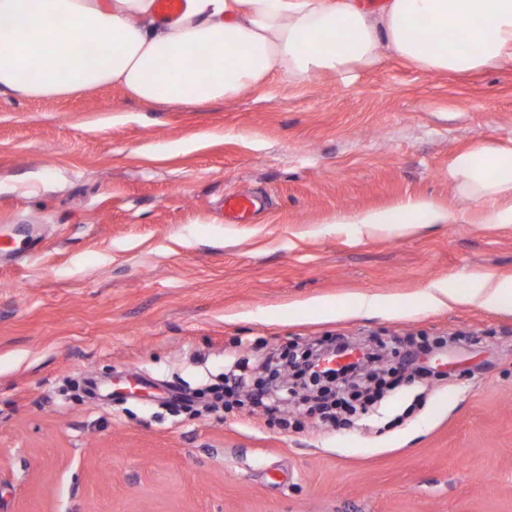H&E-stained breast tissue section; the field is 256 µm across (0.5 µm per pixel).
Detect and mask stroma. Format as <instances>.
<instances>
[{"label":"stroma","mask_w":512,"mask_h":512,"mask_svg":"<svg viewBox=\"0 0 512 512\" xmlns=\"http://www.w3.org/2000/svg\"><path fill=\"white\" fill-rule=\"evenodd\" d=\"M512 141V67L397 59L350 84L156 106L101 86L0 95V512H512V312L432 308L428 283L512 275L454 157ZM258 192L228 224L232 193ZM430 198L450 224L356 237L340 218ZM377 296L378 311L357 308ZM343 336L442 340L429 380L344 429L168 400Z\"/></svg>","instance_id":"stroma-1"}]
</instances>
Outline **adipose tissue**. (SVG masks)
<instances>
[{
    "label": "adipose tissue",
    "mask_w": 512,
    "mask_h": 512,
    "mask_svg": "<svg viewBox=\"0 0 512 512\" xmlns=\"http://www.w3.org/2000/svg\"><path fill=\"white\" fill-rule=\"evenodd\" d=\"M390 54L424 72L512 64V0H183L161 18L156 0H0V95L57 98L112 84L150 104L178 106L292 83L328 71L349 80ZM450 175L468 198L512 194V145L458 154ZM429 199L348 216L360 231L447 224ZM435 306L512 311V276L430 283Z\"/></svg>",
    "instance_id": "ef3b65f1"
}]
</instances>
